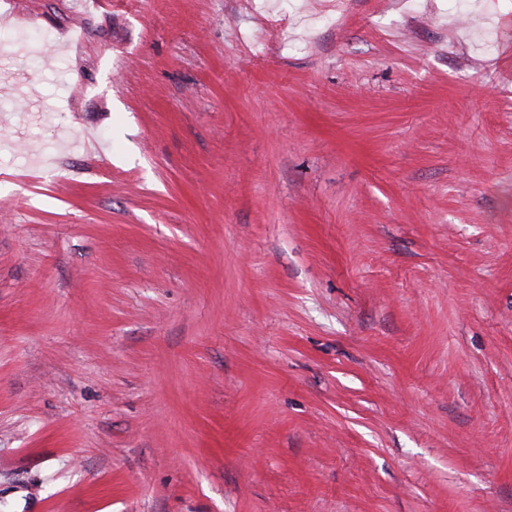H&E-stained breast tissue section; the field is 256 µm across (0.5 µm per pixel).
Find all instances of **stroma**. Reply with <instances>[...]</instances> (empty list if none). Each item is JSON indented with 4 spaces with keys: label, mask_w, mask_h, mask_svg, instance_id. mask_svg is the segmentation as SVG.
<instances>
[{
    "label": "stroma",
    "mask_w": 512,
    "mask_h": 512,
    "mask_svg": "<svg viewBox=\"0 0 512 512\" xmlns=\"http://www.w3.org/2000/svg\"><path fill=\"white\" fill-rule=\"evenodd\" d=\"M512 0H0V512H512Z\"/></svg>",
    "instance_id": "1"
}]
</instances>
